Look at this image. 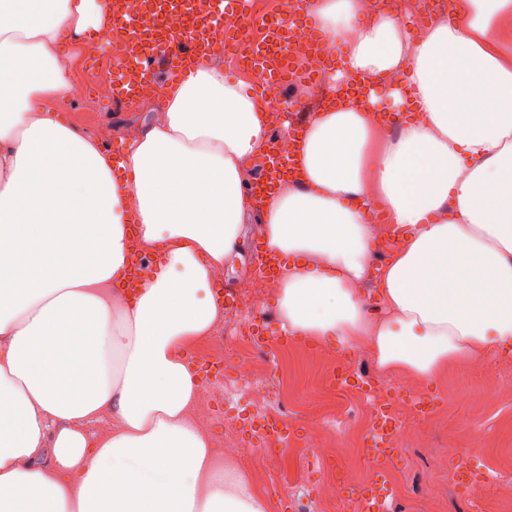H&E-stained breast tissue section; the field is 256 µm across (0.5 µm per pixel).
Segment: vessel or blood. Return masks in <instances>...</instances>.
Wrapping results in <instances>:
<instances>
[{
  "label": "vessel or blood",
  "instance_id": "vessel-or-blood-1",
  "mask_svg": "<svg viewBox=\"0 0 512 512\" xmlns=\"http://www.w3.org/2000/svg\"><path fill=\"white\" fill-rule=\"evenodd\" d=\"M108 16L99 30L100 35L114 37L123 34L142 40L144 49L135 58L122 78L112 88L115 99L133 102L140 82L165 76L168 81H178L195 69L200 59L207 53L206 32L211 22L223 13L222 0H143V8L138 18H130L123 0H107ZM263 30L261 40L255 48L260 59V75L284 83L294 78L311 80L312 71L297 72L289 55H279L277 60L264 59L263 54L271 44L287 45L289 36L300 35L312 46H319L324 36L314 26L311 19H280L277 23L261 20ZM287 172L281 164L269 166L261 178L254 182L249 192L252 196L268 198L276 190ZM378 425L371 436L375 448L394 450L392 438L393 423L385 410H378ZM294 430L276 420L265 418L259 421L254 435L249 436V444L255 445L269 438H276L281 445H288ZM393 495L390 479L383 473H375L371 481L359 490V499L364 512H389V500Z\"/></svg>",
  "mask_w": 512,
  "mask_h": 512
}]
</instances>
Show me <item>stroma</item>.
I'll use <instances>...</instances> for the list:
<instances>
[{"instance_id": "stroma-1", "label": "stroma", "mask_w": 512, "mask_h": 512, "mask_svg": "<svg viewBox=\"0 0 512 512\" xmlns=\"http://www.w3.org/2000/svg\"><path fill=\"white\" fill-rule=\"evenodd\" d=\"M114 46H105L103 71H95L86 61L79 41L62 36L59 56L70 78L82 79L92 88V110L65 100L57 103L56 112L67 124L77 127L85 136H93L100 123L111 124L113 130L134 125L145 127L154 121V113L138 106H126L110 97V85L117 81L122 68L113 61ZM269 313L254 326L265 336L274 338L279 351L275 359L279 370L270 378L291 398L293 415L289 420L295 434L288 446L275 450L256 445L241 456V465L266 467L274 478L264 493L270 499L269 512H294L297 500H315L316 490L328 471L315 462L296 467L295 457L303 442V415L314 409L323 380L321 371L330 356L345 357V350L331 341L300 336H283L276 301H269ZM244 384L224 377L220 391L213 394L215 409L209 432L215 445L231 439L229 418L246 413L241 396ZM434 396L438 403L428 421H421L412 403L413 395ZM392 398L405 412L397 457L385 461L397 483L390 512H512V353L483 357L473 361H452L441 375L430 382H420L415 393L393 391ZM340 433L345 452L356 458L357 468L349 476L335 512H360L358 489L367 483L377 466L367 454L368 437L354 429L348 417L331 422ZM429 433L437 447H455L457 453L440 470L431 471L419 451L420 436ZM459 465L496 474L489 488L469 489L460 485L452 470Z\"/></svg>"}]
</instances>
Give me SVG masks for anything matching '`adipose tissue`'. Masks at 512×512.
Segmentation results:
<instances>
[{"label": "adipose tissue", "instance_id": "adipose-tissue-1", "mask_svg": "<svg viewBox=\"0 0 512 512\" xmlns=\"http://www.w3.org/2000/svg\"><path fill=\"white\" fill-rule=\"evenodd\" d=\"M308 8L337 85L371 88L310 117L299 181L262 209L282 328L414 380L512 351V0H456L419 37L380 6L352 27L359 0ZM0 17V512H269L195 418L185 353L224 319L212 280L253 207L266 111L204 58L113 168L54 109L58 34L98 27L100 0H0ZM377 208L401 246L376 272ZM133 239L157 263L130 304Z\"/></svg>", "mask_w": 512, "mask_h": 512}]
</instances>
